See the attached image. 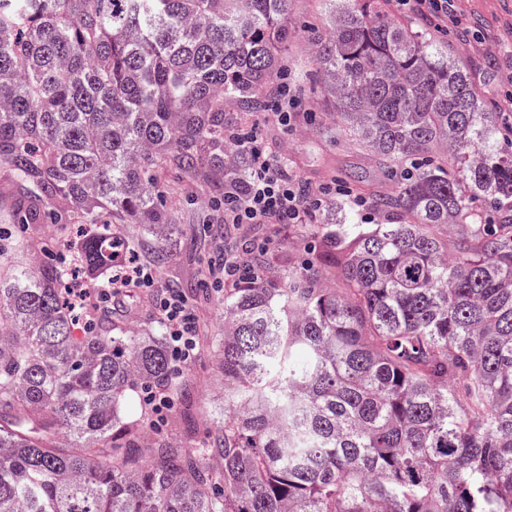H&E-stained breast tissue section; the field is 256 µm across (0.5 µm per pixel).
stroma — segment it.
<instances>
[{
  "mask_svg": "<svg viewBox=\"0 0 512 512\" xmlns=\"http://www.w3.org/2000/svg\"><path fill=\"white\" fill-rule=\"evenodd\" d=\"M464 9L474 32L466 41L451 46V55L474 71L490 74L484 96L491 102L502 101L512 94V38L502 29L503 23L512 19V0H466ZM249 121L257 128L259 141L286 157L289 170L310 188L334 181L342 173L375 166L370 155L343 137L327 136L304 121L282 126L263 112L250 115ZM204 194L200 186L175 179L169 184L167 201L178 212L179 233L169 243L173 260L155 271L157 289L196 285L218 255L213 244L196 234L198 223L212 215L202 202ZM265 237L271 240L267 253L271 272L281 271L282 260L297 261L300 244L291 226L274 229L246 224L232 230L230 243L243 251L251 240ZM194 305L199 316V353L179 375L189 388V407L183 413L171 412L166 428L168 438L178 443L184 442L187 430H204L224 408V388L215 370L218 357L211 345L212 339L224 335L223 289L197 295ZM112 319L131 334L159 324L149 297L137 288L123 301L113 303Z\"/></svg>",
  "mask_w": 512,
  "mask_h": 512,
  "instance_id": "35a3bbf8",
  "label": "stroma"
}]
</instances>
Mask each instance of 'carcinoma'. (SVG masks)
Segmentation results:
<instances>
[{"label":"carcinoma","instance_id":"1","mask_svg":"<svg viewBox=\"0 0 512 512\" xmlns=\"http://www.w3.org/2000/svg\"><path fill=\"white\" fill-rule=\"evenodd\" d=\"M312 91L395 184L354 172L382 221L315 225L297 269L224 289V414L183 448L123 416L189 396L162 335L70 304L27 267L26 226L91 228L79 266L178 231L165 173L216 205L247 184L238 117L284 78L293 0H0V512H512V114L388 0H328ZM123 224L142 226L124 234ZM455 230L448 253L442 227ZM336 271L339 288L323 273Z\"/></svg>","mask_w":512,"mask_h":512}]
</instances>
